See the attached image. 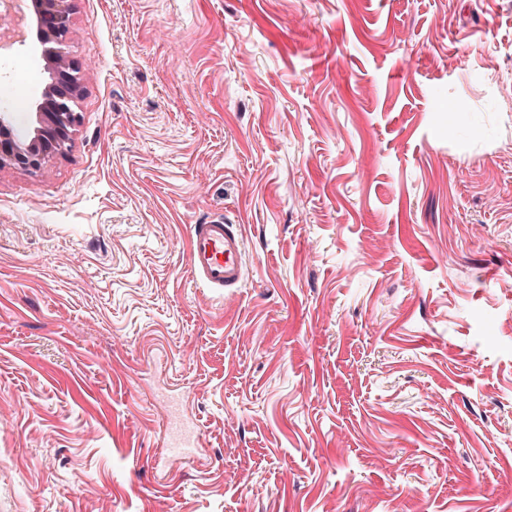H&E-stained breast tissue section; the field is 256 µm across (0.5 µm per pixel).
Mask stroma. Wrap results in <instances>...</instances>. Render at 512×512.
<instances>
[{
	"label": "stroma",
	"instance_id": "obj_1",
	"mask_svg": "<svg viewBox=\"0 0 512 512\" xmlns=\"http://www.w3.org/2000/svg\"><path fill=\"white\" fill-rule=\"evenodd\" d=\"M68 51L0 169V512H512V0H73ZM48 82L0 59L18 138ZM41 40L50 44L44 49V60L52 73V83L46 89L50 105L40 106L42 126L29 146H22L6 131L8 112L0 113V168L12 166L29 174L39 172L46 159L62 152L69 141L70 129L77 121L73 109L81 94L78 67L67 50L72 0H35ZM189 265L195 283L221 298L233 294L247 271L239 225L222 217L191 225Z\"/></svg>",
	"mask_w": 512,
	"mask_h": 512
}]
</instances>
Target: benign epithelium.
Returning <instances> with one entry per match:
<instances>
[{
    "label": "benign epithelium",
    "instance_id": "benign-epithelium-1",
    "mask_svg": "<svg viewBox=\"0 0 512 512\" xmlns=\"http://www.w3.org/2000/svg\"><path fill=\"white\" fill-rule=\"evenodd\" d=\"M71 0H35L44 60L52 73L46 89L48 105L40 106L42 126L28 146L6 134L8 115L0 113V168L12 166L29 174L39 172L46 159L63 151L77 121L73 109L81 94L78 67L67 50Z\"/></svg>",
    "mask_w": 512,
    "mask_h": 512
}]
</instances>
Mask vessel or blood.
<instances>
[{"label": "vessel or blood", "instance_id": "b4317fda", "mask_svg": "<svg viewBox=\"0 0 512 512\" xmlns=\"http://www.w3.org/2000/svg\"><path fill=\"white\" fill-rule=\"evenodd\" d=\"M189 265L195 283L219 296L234 293L246 277L243 237L238 225L221 217L192 225Z\"/></svg>", "mask_w": 512, "mask_h": 512}]
</instances>
